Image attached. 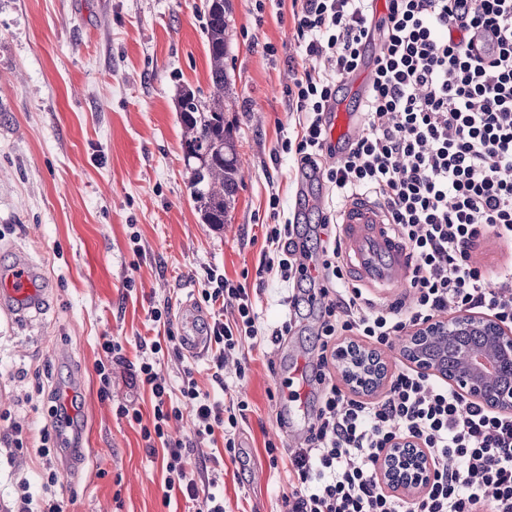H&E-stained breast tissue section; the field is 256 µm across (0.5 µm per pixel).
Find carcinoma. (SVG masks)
Here are the masks:
<instances>
[{"label": "carcinoma", "mask_w": 512, "mask_h": 512, "mask_svg": "<svg viewBox=\"0 0 512 512\" xmlns=\"http://www.w3.org/2000/svg\"><path fill=\"white\" fill-rule=\"evenodd\" d=\"M225 4L206 0L209 95L185 88L177 99L190 196L202 223L212 227L225 223L242 183L235 142L224 122V98L230 91L224 70L230 40Z\"/></svg>", "instance_id": "1"}]
</instances>
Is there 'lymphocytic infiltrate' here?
<instances>
[{
	"label": "lymphocytic infiltrate",
	"instance_id": "f902f5d3",
	"mask_svg": "<svg viewBox=\"0 0 512 512\" xmlns=\"http://www.w3.org/2000/svg\"><path fill=\"white\" fill-rule=\"evenodd\" d=\"M373 21V0H305L294 12L297 47L321 69L297 74L288 89L299 131L281 142L302 177L317 174L332 195L360 193L385 206L414 263L408 305L376 307L358 287H347L336 214L320 223L284 220L264 227L257 279L276 275L288 285V316L265 331L257 293L247 283L206 269L201 297L210 309L207 333L215 351L216 382L244 345L279 343L290 335L302 306L317 307L316 364L308 381L317 395L305 438L287 449L292 491L284 512H512V413L465 403L444 380L402 366L381 398L345 391L335 380L336 343L354 337L374 348L391 346L409 328L457 310L477 309L512 325V268L496 280L472 258L480 240L512 243V0H387ZM379 53H370L373 42ZM370 72L360 109L361 135L341 146L327 142L323 115L360 65ZM320 247V277L301 256ZM150 319L168 330L165 341L140 339L136 382L154 400L145 441L163 440L167 491L191 512H224V498L201 495L200 473L189 468L187 446L167 443L166 427L191 405L199 439L224 433L236 457L237 428L248 401L221 402L185 375L181 402L157 372L163 345L179 350L168 310ZM398 437L426 448L435 478L420 497L385 492L377 464ZM270 463L277 446L266 443Z\"/></svg>",
	"mask_w": 512,
	"mask_h": 512
}]
</instances>
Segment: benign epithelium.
I'll list each match as a JSON object with an SVG mask.
<instances>
[{
  "label": "benign epithelium",
  "instance_id": "1",
  "mask_svg": "<svg viewBox=\"0 0 512 512\" xmlns=\"http://www.w3.org/2000/svg\"><path fill=\"white\" fill-rule=\"evenodd\" d=\"M439 336L454 353L455 367L446 372L428 342ZM400 356L424 375L439 376L471 402L496 412H512V327L497 317L462 309L446 320L420 324L404 337ZM342 384L352 393L372 396L389 382V367L373 347L348 341L336 350ZM434 467L427 452L408 439H396L378 462V477L391 494L421 496L432 483Z\"/></svg>",
  "mask_w": 512,
  "mask_h": 512
}]
</instances>
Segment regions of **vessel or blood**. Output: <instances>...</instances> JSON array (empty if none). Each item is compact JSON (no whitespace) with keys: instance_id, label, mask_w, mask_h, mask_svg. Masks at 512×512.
Masks as SVG:
<instances>
[{"instance_id":"b4317fda","label":"vessel or blood","mask_w":512,"mask_h":512,"mask_svg":"<svg viewBox=\"0 0 512 512\" xmlns=\"http://www.w3.org/2000/svg\"><path fill=\"white\" fill-rule=\"evenodd\" d=\"M327 124L329 141L333 144L354 139L361 130L357 113L351 112L344 102L331 107ZM338 216L342 226V255L349 265L352 282L407 287L411 275L409 249L393 234L385 208L359 195L347 199ZM33 277L30 263L25 258H15L9 270L0 273V309L11 308L15 317H23L39 293ZM206 322V315L193 302L182 305L180 339L188 355H205L209 346Z\"/></svg>"}]
</instances>
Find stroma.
<instances>
[{
	"label": "stroma",
	"instance_id": "1",
	"mask_svg": "<svg viewBox=\"0 0 512 512\" xmlns=\"http://www.w3.org/2000/svg\"><path fill=\"white\" fill-rule=\"evenodd\" d=\"M232 30L224 66L231 83L224 117L246 176L222 228L203 224L190 197L177 114L180 90L210 91L203 0H0V266L28 255L41 300L22 320L0 314V434L23 429L24 449L0 442V512H14L16 487L39 491L47 469L66 512H187L166 498L161 456L149 455L150 391L128 360L159 328L152 308L178 316L201 303L206 268L240 279L259 259L270 193L287 212L317 223L298 203L293 162L281 141L296 134L287 90L309 62L296 46L293 0H229ZM274 53H267V46ZM139 244H132V235ZM318 324L305 314L278 349L244 347L245 380L224 376L252 405L239 423L240 454L204 440L188 460L214 456L228 512H280L291 490L287 463L270 467L266 442L285 446L278 394L296 355L314 351ZM118 341L101 396L97 360ZM193 367L202 391L217 393L207 358L161 355L158 370L179 389ZM77 395L79 438L39 456L40 429L56 393ZM134 404L136 424L116 407Z\"/></svg>",
	"mask_w": 512,
	"mask_h": 512
}]
</instances>
